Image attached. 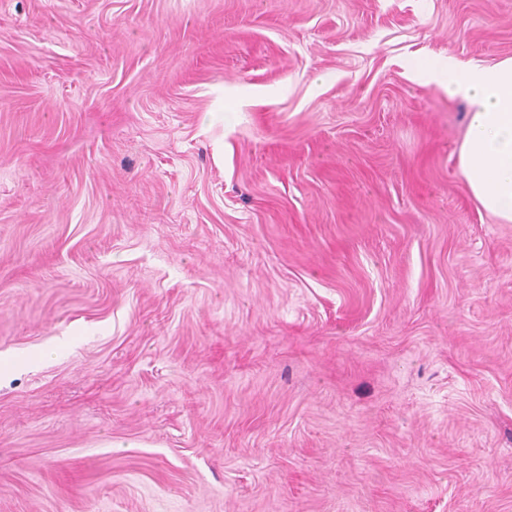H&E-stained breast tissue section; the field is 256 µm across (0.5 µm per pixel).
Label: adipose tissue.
I'll list each match as a JSON object with an SVG mask.
<instances>
[{
    "label": "adipose tissue",
    "instance_id": "adipose-tissue-1",
    "mask_svg": "<svg viewBox=\"0 0 512 512\" xmlns=\"http://www.w3.org/2000/svg\"><path fill=\"white\" fill-rule=\"evenodd\" d=\"M418 74L472 107L458 153L466 188L483 210L512 223V58L461 67L455 58L414 61Z\"/></svg>",
    "mask_w": 512,
    "mask_h": 512
}]
</instances>
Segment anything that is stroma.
Returning a JSON list of instances; mask_svg holds the SVG:
<instances>
[{
  "instance_id": "35a3bbf8",
  "label": "stroma",
  "mask_w": 512,
  "mask_h": 512,
  "mask_svg": "<svg viewBox=\"0 0 512 512\" xmlns=\"http://www.w3.org/2000/svg\"><path fill=\"white\" fill-rule=\"evenodd\" d=\"M512 0H0V512H512ZM418 74L438 82L448 97L472 107L458 153L466 188L483 210L512 223V58L462 68L448 56L435 64L414 61Z\"/></svg>"
}]
</instances>
